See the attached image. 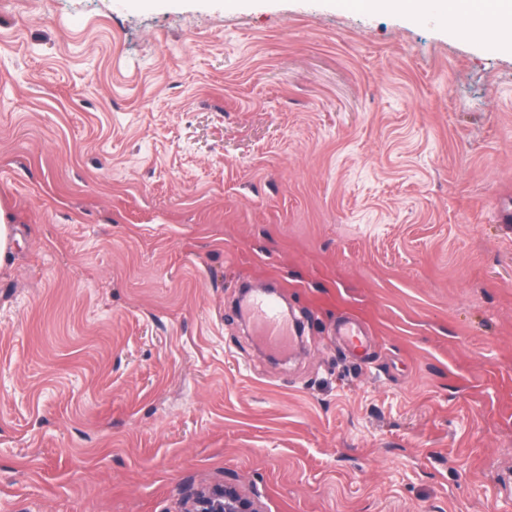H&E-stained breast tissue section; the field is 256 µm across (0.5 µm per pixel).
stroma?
Masks as SVG:
<instances>
[{"mask_svg": "<svg viewBox=\"0 0 512 512\" xmlns=\"http://www.w3.org/2000/svg\"><path fill=\"white\" fill-rule=\"evenodd\" d=\"M467 26L0 0V512H512V51ZM256 334L265 346L276 351L290 349L295 341V324L283 316L272 296L257 291L247 308ZM192 512H260L257 502L242 496L232 482L208 494H201Z\"/></svg>", "mask_w": 512, "mask_h": 512, "instance_id": "35a3bbf8", "label": "stroma"}]
</instances>
